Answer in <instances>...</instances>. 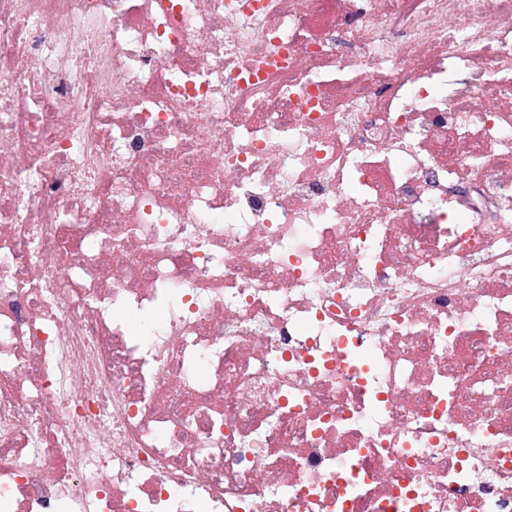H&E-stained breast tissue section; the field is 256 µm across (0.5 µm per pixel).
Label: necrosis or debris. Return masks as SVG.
<instances>
[{"label": "necrosis or debris", "instance_id": "1", "mask_svg": "<svg viewBox=\"0 0 512 512\" xmlns=\"http://www.w3.org/2000/svg\"><path fill=\"white\" fill-rule=\"evenodd\" d=\"M0 512H512V0H0Z\"/></svg>", "mask_w": 512, "mask_h": 512}]
</instances>
